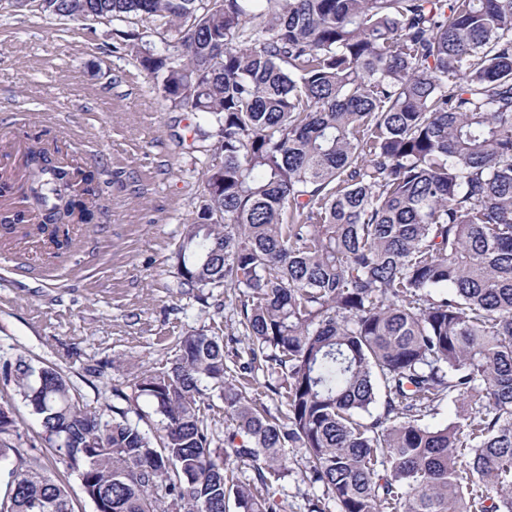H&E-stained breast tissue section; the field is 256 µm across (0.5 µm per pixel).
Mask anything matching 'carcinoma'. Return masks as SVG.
<instances>
[{
	"label": "carcinoma",
	"instance_id": "cac0c4a2",
	"mask_svg": "<svg viewBox=\"0 0 512 512\" xmlns=\"http://www.w3.org/2000/svg\"><path fill=\"white\" fill-rule=\"evenodd\" d=\"M122 32L170 108L214 142L179 286L239 293L238 349L204 331L165 371L133 367L107 416L54 367L5 363L95 512H275L288 456L323 497L308 512H512V0H40ZM35 190L66 167L35 139ZM74 224H98L100 170L77 171ZM65 254L64 225L40 228ZM232 365H227V360ZM288 422L247 391L261 368ZM220 389L231 420L201 415ZM465 412L439 428L444 399ZM150 403L161 427L130 420ZM0 406V512H72L65 485ZM253 468L249 483L229 465ZM460 401L444 399L435 411H431L422 421L425 426L430 428L446 425L456 419L462 412Z\"/></svg>",
	"mask_w": 512,
	"mask_h": 512
}]
</instances>
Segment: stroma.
<instances>
[{
	"instance_id": "35a3bbf8",
	"label": "stroma",
	"mask_w": 512,
	"mask_h": 512,
	"mask_svg": "<svg viewBox=\"0 0 512 512\" xmlns=\"http://www.w3.org/2000/svg\"><path fill=\"white\" fill-rule=\"evenodd\" d=\"M160 34L142 21L45 16L36 0H0V116L31 133L49 130L76 164L101 171L104 223L75 224L74 245L57 257L33 236L0 237V358L23 354L54 366L102 412L132 366L160 370L191 330L237 335L233 290L178 288L172 260L184 225L194 222L212 142L194 141L192 113L169 109L147 72L116 49L114 30ZM50 266L49 276L17 273L19 254ZM105 365L103 376L91 368ZM0 405L12 407L21 437L53 478L69 487L73 512H94L75 473L49 449L39 422L12 385L0 380ZM277 512H307L322 495L302 461L289 459Z\"/></svg>"
}]
</instances>
